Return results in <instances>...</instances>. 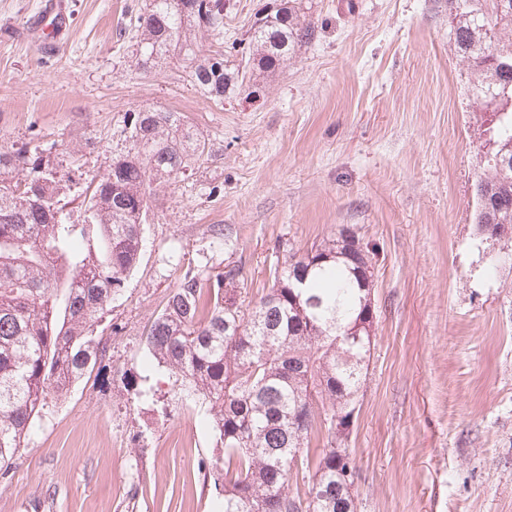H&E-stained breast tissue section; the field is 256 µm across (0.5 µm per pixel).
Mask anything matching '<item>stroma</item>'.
I'll return each mask as SVG.
<instances>
[{
	"instance_id": "stroma-1",
	"label": "stroma",
	"mask_w": 512,
	"mask_h": 512,
	"mask_svg": "<svg viewBox=\"0 0 512 512\" xmlns=\"http://www.w3.org/2000/svg\"><path fill=\"white\" fill-rule=\"evenodd\" d=\"M40 2L0 0V146L40 145L75 223L92 178L126 153L134 110L180 113L206 150L151 195L139 262L95 326L106 356L36 418L0 512H216L198 470L215 451L206 408L176 397L142 339L187 270L240 266L256 300L277 246L343 224L380 249L347 441L356 512H512V258L474 222L494 116L448 0H302L313 42L220 103L181 57L139 65L130 9L149 0H67L60 39L36 23ZM279 2L230 0L202 49L240 65L232 43Z\"/></svg>"
}]
</instances>
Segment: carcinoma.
<instances>
[{
	"label": "carcinoma",
	"mask_w": 512,
	"mask_h": 512,
	"mask_svg": "<svg viewBox=\"0 0 512 512\" xmlns=\"http://www.w3.org/2000/svg\"><path fill=\"white\" fill-rule=\"evenodd\" d=\"M149 0L136 17L142 64L187 57L188 77L207 97L224 94L247 74L272 72L295 47L314 40L298 0L257 15L241 57L199 55L200 34H224L226 0ZM460 57L477 75L474 90L495 105V148L481 161L475 224L490 239L512 243V0H448ZM127 153L91 180L84 223L60 204L63 176L42 168L39 146L0 148V475L48 400L92 373L106 346L95 336L98 314L124 286L141 251L137 214L153 191L201 156L196 133L177 112L147 107L131 120ZM39 196L54 214L29 202ZM376 249L352 225L302 252L288 253L251 311L240 267L209 278L187 270L150 325L143 345L178 383L179 393L208 407L218 453L198 464L221 483L218 512H355V463L346 442L371 358L368 291ZM305 278L302 288L292 284ZM210 306L201 308L203 290ZM341 342H336L337 337ZM325 437L313 460L312 440Z\"/></svg>",
	"instance_id": "carcinoma-1"
}]
</instances>
